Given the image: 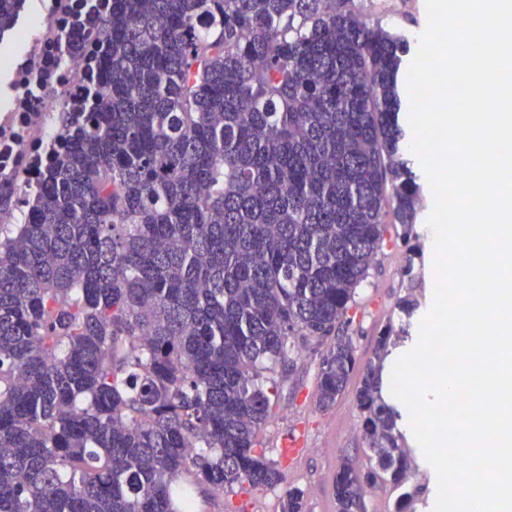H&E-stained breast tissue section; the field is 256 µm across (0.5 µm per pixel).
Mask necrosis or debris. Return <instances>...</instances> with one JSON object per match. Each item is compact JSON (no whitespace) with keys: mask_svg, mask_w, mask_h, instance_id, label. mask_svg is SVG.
Listing matches in <instances>:
<instances>
[{"mask_svg":"<svg viewBox=\"0 0 512 512\" xmlns=\"http://www.w3.org/2000/svg\"><path fill=\"white\" fill-rule=\"evenodd\" d=\"M77 0H48L36 33L0 50V71L10 77L12 94L0 102V169L18 173L17 195L29 192L30 159L52 144L61 110L78 104L94 75L87 52L62 49Z\"/></svg>","mask_w":512,"mask_h":512,"instance_id":"1","label":"necrosis or debris"}]
</instances>
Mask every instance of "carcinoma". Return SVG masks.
I'll use <instances>...</instances> for the list:
<instances>
[{
    "mask_svg": "<svg viewBox=\"0 0 512 512\" xmlns=\"http://www.w3.org/2000/svg\"><path fill=\"white\" fill-rule=\"evenodd\" d=\"M25 2L0 0V43ZM92 33L94 82L23 221L0 224V512H190L200 485L274 488L263 373L332 336L317 395L335 403L357 364L337 327L387 223L415 219L407 45L353 0H112L102 17L82 0L65 41ZM16 181L0 173V211ZM355 400L375 466L340 464L336 512L406 477L370 362Z\"/></svg>",
    "mask_w": 512,
    "mask_h": 512,
    "instance_id": "1",
    "label": "carcinoma"
}]
</instances>
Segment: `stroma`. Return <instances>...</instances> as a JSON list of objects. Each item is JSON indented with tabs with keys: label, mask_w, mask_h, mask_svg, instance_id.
<instances>
[{
	"label": "stroma",
	"mask_w": 512,
	"mask_h": 512,
	"mask_svg": "<svg viewBox=\"0 0 512 512\" xmlns=\"http://www.w3.org/2000/svg\"><path fill=\"white\" fill-rule=\"evenodd\" d=\"M357 13L368 22L401 35L410 51H417L419 35L427 25L425 0H354ZM421 192L409 241H402L400 225H389L386 241L378 252L367 278L357 287L355 300L345 318L343 331L354 347L358 366L372 360L379 333L385 326H399L396 303L399 298L414 300L416 311L403 351L418 342L419 326L433 302L435 276L434 246L427 219L432 209V192L426 176H419ZM325 347L309 341L290 371L275 372L279 393L272 414L257 436L270 459L285 469L289 486L306 493V512H335L333 484L342 460H350L364 470L370 465L363 432V416L354 398L360 382L352 375L346 391L329 408L316 399V375ZM409 459L403 488L385 482L367 489L366 512H395L401 491L412 492L406 512H434L437 477L415 441L409 419L398 422ZM298 442L305 452L298 460L286 458L282 450ZM283 488L261 489L236 485L223 495L206 500V512H279Z\"/></svg>",
	"instance_id": "obj_1"
}]
</instances>
